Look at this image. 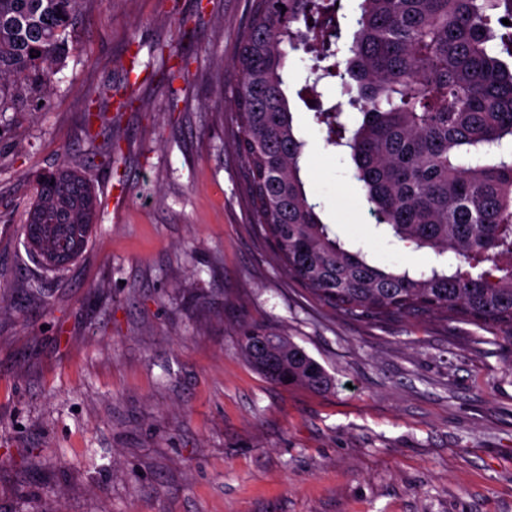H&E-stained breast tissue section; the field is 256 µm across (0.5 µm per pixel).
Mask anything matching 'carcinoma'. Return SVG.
Here are the masks:
<instances>
[{
	"label": "carcinoma",
	"instance_id": "cac0c4a2",
	"mask_svg": "<svg viewBox=\"0 0 512 512\" xmlns=\"http://www.w3.org/2000/svg\"><path fill=\"white\" fill-rule=\"evenodd\" d=\"M81 3L0 0V117L43 111ZM341 9L342 0H251L238 34L231 105L259 234L288 277L334 310L375 321L437 316L492 329L512 345V28L502 23L512 22V0H361L345 55ZM495 25L505 32L495 35ZM297 40L314 61L298 96L320 97L327 78L357 84L356 130L339 112L319 109L314 119L326 127V145L350 149L375 223L408 247L454 254L455 267H377L322 222L301 178L306 142L284 91L282 45ZM34 190L31 208L49 220L41 241L59 243L50 220L65 212L70 242L86 249L98 210L91 181L62 165ZM240 347L277 385L333 388L326 369L288 336L250 325Z\"/></svg>",
	"mask_w": 512,
	"mask_h": 512
}]
</instances>
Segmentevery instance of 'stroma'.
Listing matches in <instances>:
<instances>
[{
    "label": "stroma",
    "mask_w": 512,
    "mask_h": 512,
    "mask_svg": "<svg viewBox=\"0 0 512 512\" xmlns=\"http://www.w3.org/2000/svg\"><path fill=\"white\" fill-rule=\"evenodd\" d=\"M250 8L84 0L47 109L0 123V512H512V347L470 324L334 311L258 234L230 108ZM287 62L322 221L373 265L431 266L375 224L298 97L311 53ZM92 107L110 120L86 127ZM91 133L118 141L112 166ZM61 163L101 206L54 273L20 226L35 176ZM248 323L291 337L333 389L264 378L240 352Z\"/></svg>",
    "instance_id": "35a3bbf8"
}]
</instances>
